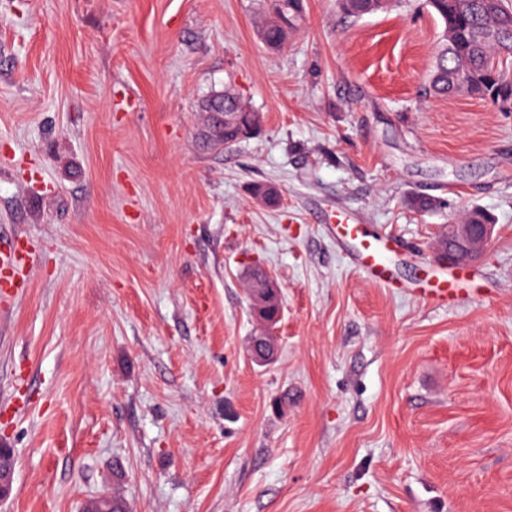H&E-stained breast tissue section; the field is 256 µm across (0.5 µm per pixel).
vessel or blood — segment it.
Here are the masks:
<instances>
[{"label":"vessel or blood","mask_w":512,"mask_h":512,"mask_svg":"<svg viewBox=\"0 0 512 512\" xmlns=\"http://www.w3.org/2000/svg\"><path fill=\"white\" fill-rule=\"evenodd\" d=\"M339 241L346 245L352 261L366 278L388 288L398 287L397 274L392 256L397 251L395 242L368 234L360 224H337ZM473 271L469 263L456 259L434 269L432 287L421 289L420 294L428 300L445 298L448 291L462 287L471 279Z\"/></svg>","instance_id":"vessel-or-blood-1"}]
</instances>
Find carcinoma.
<instances>
[{"mask_svg": "<svg viewBox=\"0 0 512 512\" xmlns=\"http://www.w3.org/2000/svg\"><path fill=\"white\" fill-rule=\"evenodd\" d=\"M400 0H338L344 15L360 18L386 11ZM452 0H423V7L441 24L437 51L428 75V89L446 96L459 92L458 82L466 84L465 93L492 101L512 98V0H467L463 10H450ZM301 12L299 0H277L274 13L259 26V36L270 49L286 41L288 31ZM407 205L418 213L441 207V202L424 195H412ZM127 512L124 499L110 495L86 505V512Z\"/></svg>", "mask_w": 512, "mask_h": 512, "instance_id": "obj_1", "label": "carcinoma"}]
</instances>
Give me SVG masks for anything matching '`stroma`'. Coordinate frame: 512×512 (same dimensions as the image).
<instances>
[{
	"instance_id": "obj_1",
	"label": "stroma",
	"mask_w": 512,
	"mask_h": 512,
	"mask_svg": "<svg viewBox=\"0 0 512 512\" xmlns=\"http://www.w3.org/2000/svg\"><path fill=\"white\" fill-rule=\"evenodd\" d=\"M270 10L0 0V512L115 486L129 512H512V112L426 94L427 11L303 0L273 51ZM226 90L263 121L216 149L202 104ZM473 208L480 279L424 303ZM342 219L397 242L404 288L348 261ZM255 266L283 308L265 365ZM400 0H338L344 15L360 18L364 15L386 11ZM445 227L444 236L454 244L457 255L468 261L480 258L486 252L494 232V224H472L465 219L448 222Z\"/></svg>"
}]
</instances>
